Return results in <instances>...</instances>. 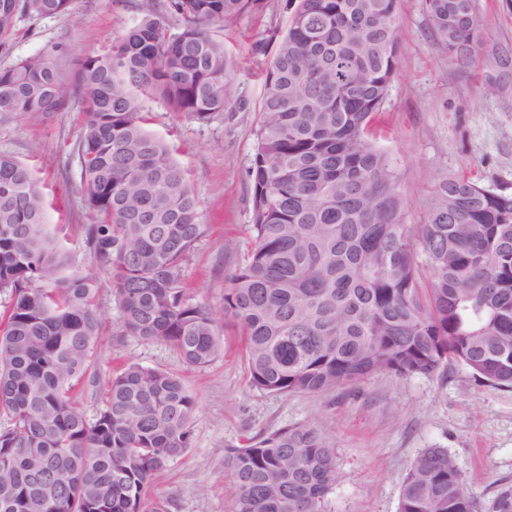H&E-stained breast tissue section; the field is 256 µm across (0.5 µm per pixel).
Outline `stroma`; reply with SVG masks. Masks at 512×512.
<instances>
[{"mask_svg":"<svg viewBox=\"0 0 512 512\" xmlns=\"http://www.w3.org/2000/svg\"><path fill=\"white\" fill-rule=\"evenodd\" d=\"M162 5L163 0H72L63 16L19 15L0 46V68L63 44V68L75 78L86 55L104 52L146 10ZM477 5L488 21V39L473 63L460 65L435 45L422 0L398 2L399 66L373 129L397 161L412 224L424 221L435 185L448 176L512 191V93H499L486 81L493 47L512 44V7L506 0ZM291 12L289 0H262L259 10L234 27L210 25V35L224 45L232 79V101L211 121L178 114L155 94L139 98L146 129L189 172L208 226L182 268L181 286L190 302L221 308L230 274L254 246L246 171L263 74ZM82 134L83 114L73 102L50 121L31 118L0 127V153L33 169L52 232L74 265L96 276L95 303L103 322L92 366L76 388L88 418H95L107 384L129 363L177 374L196 399L191 445L153 476L148 498L168 501L169 512H233L225 449L300 422L315 423L335 443L338 481L330 512H398L409 463L434 444L448 449L481 505L490 504L501 484H512V389L490 386L464 366L451 362L430 375L380 373L326 394L276 395L250 385L232 323L224 325L223 356L204 367L185 363L165 344L122 334L110 267L89 237L97 218L84 204Z\"/></svg>","mask_w":512,"mask_h":512,"instance_id":"stroma-1","label":"stroma"}]
</instances>
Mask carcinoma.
I'll list each match as a JSON object with an SVG mask.
<instances>
[{
  "label": "carcinoma",
  "instance_id": "carcinoma-1",
  "mask_svg": "<svg viewBox=\"0 0 512 512\" xmlns=\"http://www.w3.org/2000/svg\"><path fill=\"white\" fill-rule=\"evenodd\" d=\"M72 0H0V43L21 13ZM261 0H167L89 54L73 94L95 249L111 266L122 332L207 366L239 328L252 387L323 394L382 372L432 374L450 361L512 388V192L465 177L434 188L422 224L372 124L398 70L397 0H295L264 77L252 186L254 248L216 310L187 301V255L206 233L190 178L149 133L138 96L208 122L231 103L229 26ZM436 45L466 65L487 41L476 0H424ZM181 23L170 33L169 19ZM57 44L0 69V126L68 105ZM493 87L512 85V46L493 51ZM95 280L45 221L32 169L0 153V512H168L145 489L191 444L196 400L182 379L127 365L96 418L72 390L92 365L102 320ZM234 512H327L334 443L288 426L224 450ZM399 512H479L448 449L409 464ZM488 512H512L502 485Z\"/></svg>",
  "mask_w": 512,
  "mask_h": 512
}]
</instances>
